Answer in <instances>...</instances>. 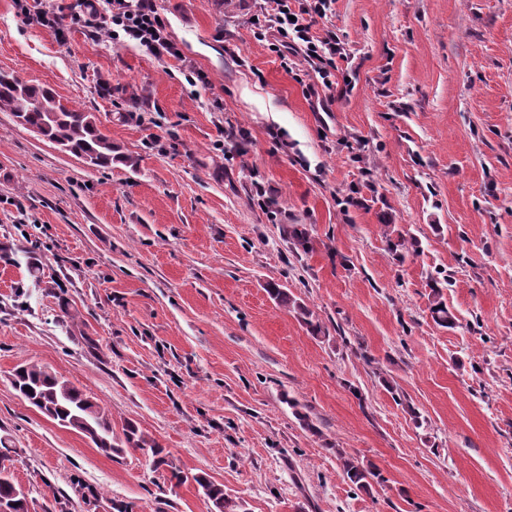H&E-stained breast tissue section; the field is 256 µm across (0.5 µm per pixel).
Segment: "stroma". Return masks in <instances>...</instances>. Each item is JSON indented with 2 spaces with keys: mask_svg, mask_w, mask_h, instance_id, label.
Wrapping results in <instances>:
<instances>
[{
  "mask_svg": "<svg viewBox=\"0 0 512 512\" xmlns=\"http://www.w3.org/2000/svg\"><path fill=\"white\" fill-rule=\"evenodd\" d=\"M157 4L209 87L79 27L59 44L0 0V70L95 113L121 154L89 167L0 112V242L20 248L0 267V439L30 512L210 505L22 400L29 361L245 512H512V0H336L313 29L349 56L328 112L253 36L254 0ZM388 222L417 254L393 258ZM442 276L453 328L430 312ZM340 450L384 485L352 486ZM267 292L279 304L288 306L289 308L292 307L300 321L306 325L312 333L318 334L321 332V325L318 320L314 318L313 312L305 305L297 303L285 289L271 286L268 288Z\"/></svg>",
  "mask_w": 512,
  "mask_h": 512,
  "instance_id": "1",
  "label": "stroma"
}]
</instances>
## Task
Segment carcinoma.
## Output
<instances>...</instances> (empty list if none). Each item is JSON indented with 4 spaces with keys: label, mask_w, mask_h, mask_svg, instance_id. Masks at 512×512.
<instances>
[{
    "label": "carcinoma",
    "mask_w": 512,
    "mask_h": 512,
    "mask_svg": "<svg viewBox=\"0 0 512 512\" xmlns=\"http://www.w3.org/2000/svg\"><path fill=\"white\" fill-rule=\"evenodd\" d=\"M0 112H9L22 124L35 130L61 150L83 160L88 166L107 169L112 167L116 151L112 138L103 132L95 115L76 105L61 101L49 87L29 83L13 72L0 71ZM388 249L403 258L418 250V241L409 233L385 225ZM448 279H431L433 300L430 310L434 321L443 327H454L456 316L444 306L442 288ZM269 295L279 304L292 308L300 321L311 332L320 333L321 325L313 312L296 302L283 288H268ZM12 384L18 395L31 406L59 424L87 437L107 455H120L133 448L151 456L155 468L168 471V481L179 486L189 481L211 504V512H240L241 505L224 496V486L205 472L187 474L173 464L169 453L159 442L145 433L132 420L126 421L122 436L114 434L109 411L95 404L80 389L62 375L37 362H25L12 373ZM30 390H25V387ZM336 454L342 462L345 478L356 488L369 490L373 484L384 481L380 469L371 462L358 461Z\"/></svg>",
    "instance_id": "carcinoma-1"
}]
</instances>
